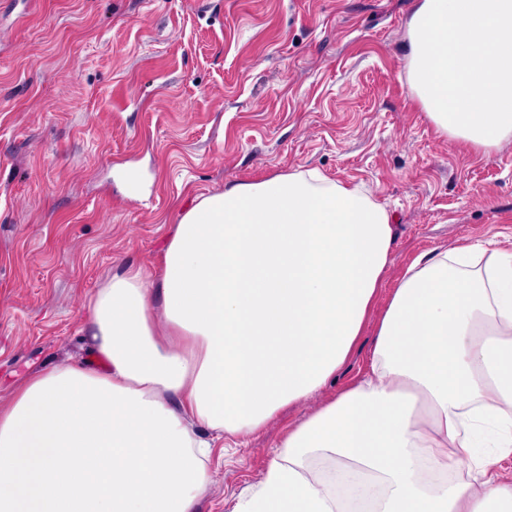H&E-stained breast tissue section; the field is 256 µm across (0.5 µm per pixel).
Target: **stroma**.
I'll return each mask as SVG.
<instances>
[{
    "label": "stroma",
    "mask_w": 512,
    "mask_h": 512,
    "mask_svg": "<svg viewBox=\"0 0 512 512\" xmlns=\"http://www.w3.org/2000/svg\"><path fill=\"white\" fill-rule=\"evenodd\" d=\"M415 0H0V398L82 363L109 274L155 268L183 205L293 170L363 183L397 239L376 310L420 254L512 249V141L477 155L410 104ZM215 449L199 512H231L289 425L370 369Z\"/></svg>",
    "instance_id": "1"
}]
</instances>
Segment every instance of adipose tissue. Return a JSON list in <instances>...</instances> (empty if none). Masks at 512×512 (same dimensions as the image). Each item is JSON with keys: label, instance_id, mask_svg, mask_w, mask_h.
Returning a JSON list of instances; mask_svg holds the SVG:
<instances>
[{"label": "adipose tissue", "instance_id": "ef3b65f1", "mask_svg": "<svg viewBox=\"0 0 512 512\" xmlns=\"http://www.w3.org/2000/svg\"><path fill=\"white\" fill-rule=\"evenodd\" d=\"M403 61L437 134L512 140V0H416ZM396 241L362 185L315 170L195 197L156 271L88 305L100 367L39 370L0 401V512H198L217 441L369 373L289 427L233 512H512V249L429 251L375 314Z\"/></svg>", "mask_w": 512, "mask_h": 512}]
</instances>
